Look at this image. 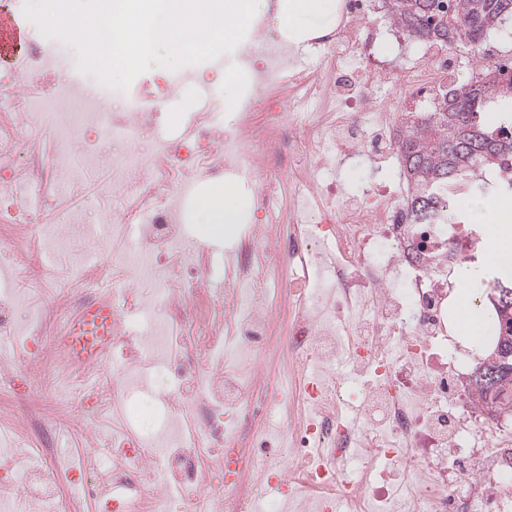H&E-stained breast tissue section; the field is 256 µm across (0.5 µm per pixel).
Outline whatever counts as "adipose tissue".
<instances>
[{"instance_id": "1", "label": "adipose tissue", "mask_w": 512, "mask_h": 512, "mask_svg": "<svg viewBox=\"0 0 512 512\" xmlns=\"http://www.w3.org/2000/svg\"><path fill=\"white\" fill-rule=\"evenodd\" d=\"M197 209L204 216L209 231L223 233L225 225L235 223L238 200L229 191H214L202 196ZM485 224V246L500 276L512 278V195H501L476 210ZM476 269L462 266L456 274V286L448 291V322L453 338L468 349L469 360L485 358L495 347L492 309L483 307L469 283L477 278Z\"/></svg>"}]
</instances>
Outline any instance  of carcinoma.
<instances>
[{
	"label": "carcinoma",
	"mask_w": 512,
	"mask_h": 512,
	"mask_svg": "<svg viewBox=\"0 0 512 512\" xmlns=\"http://www.w3.org/2000/svg\"><path fill=\"white\" fill-rule=\"evenodd\" d=\"M389 16L415 42L464 46L478 55L466 83L439 90L426 110L404 113L399 159L413 187L411 210L425 224L448 205L440 190L475 170L506 174L512 192V115L482 123L497 100L512 96V61L486 54L491 32L512 22V0H383ZM488 299L498 323L494 352L471 373L488 414L512 412V279L496 276Z\"/></svg>",
	"instance_id": "cac0c4a2"
}]
</instances>
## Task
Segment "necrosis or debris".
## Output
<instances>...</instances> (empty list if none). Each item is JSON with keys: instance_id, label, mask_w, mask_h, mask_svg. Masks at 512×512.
<instances>
[{"instance_id": "obj_1", "label": "necrosis or debris", "mask_w": 512, "mask_h": 512, "mask_svg": "<svg viewBox=\"0 0 512 512\" xmlns=\"http://www.w3.org/2000/svg\"><path fill=\"white\" fill-rule=\"evenodd\" d=\"M259 16L236 63L246 86L217 120L205 74L178 125L180 96L153 70L127 91L69 65L60 41L30 33L26 71L0 66V512H488L494 492L449 469L448 450L480 437L477 407L456 409L463 357L448 348V274L479 257L463 224H416L407 188L361 196L325 170L398 158L376 88L426 91L452 58L424 45L402 70L375 57L402 46L344 0L310 43L323 72L291 71L293 46ZM288 170V219L274 189ZM246 187L247 222L227 257L187 247V202L201 179ZM96 201V217L79 206ZM84 239L76 259L69 240ZM112 304V342L85 364L74 313ZM285 338L287 376L258 385ZM51 375L70 423L47 410ZM162 382L160 405L137 400ZM65 433L72 448L55 450ZM359 459L357 476L345 464ZM384 461L398 480L376 474Z\"/></svg>"}]
</instances>
